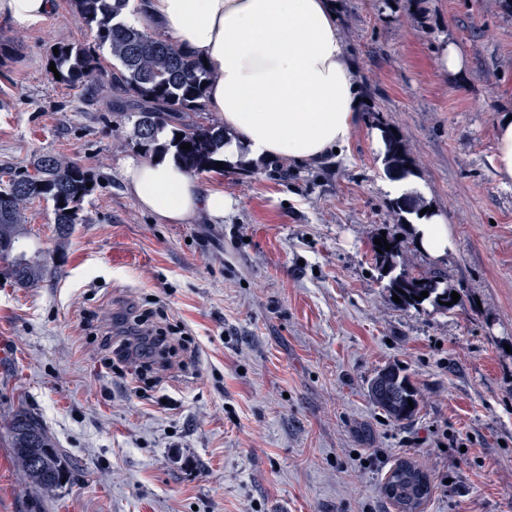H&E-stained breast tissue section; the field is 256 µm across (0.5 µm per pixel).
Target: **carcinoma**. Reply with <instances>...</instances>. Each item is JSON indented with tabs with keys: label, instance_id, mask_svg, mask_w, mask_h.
<instances>
[{
	"label": "carcinoma",
	"instance_id": "carcinoma-1",
	"mask_svg": "<svg viewBox=\"0 0 512 512\" xmlns=\"http://www.w3.org/2000/svg\"><path fill=\"white\" fill-rule=\"evenodd\" d=\"M85 23L95 28V44H62L52 56L60 81L77 83L91 79L99 70L97 50L107 48L119 68L112 70V89L137 95L151 103L138 112L134 126L135 145L146 157L167 153L192 173L216 168L224 147V128L214 123H184L187 112H202L211 73L199 59L187 55L175 43L139 29L124 19L130 0H71ZM182 134L176 139V134ZM387 143L386 165L402 174L410 172L411 160L405 144L390 130H384ZM191 144V150L181 149ZM39 176L20 172L0 190V276L21 288H33L51 275L54 256L46 250L28 254L24 241L28 232L24 210L35 198L53 204L54 224L59 241L66 240L81 223L80 206L91 193L86 184L91 173L76 162L54 155H42L33 162ZM390 250H385V245ZM371 251L387 290L398 295L402 304L419 307L452 301L451 289L444 286L446 275L439 270H410L404 262V244L388 237L382 245L371 244ZM428 297L421 301V292ZM372 401L398 422L410 420L417 411L418 393L400 369L390 367L373 379ZM413 404H408V401ZM5 430L14 462L29 486L51 493L70 479L71 465L43 424L30 411L19 408L8 416ZM381 492L396 512H422L432 494L429 475L413 460L401 458L389 469Z\"/></svg>",
	"mask_w": 512,
	"mask_h": 512
}]
</instances>
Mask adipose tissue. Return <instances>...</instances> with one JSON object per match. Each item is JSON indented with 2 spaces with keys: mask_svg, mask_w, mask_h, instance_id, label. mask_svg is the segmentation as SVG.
I'll return each instance as SVG.
<instances>
[{
  "mask_svg": "<svg viewBox=\"0 0 512 512\" xmlns=\"http://www.w3.org/2000/svg\"><path fill=\"white\" fill-rule=\"evenodd\" d=\"M56 3L0 0V18L31 28ZM130 8L132 23L206 60L207 109L231 133L225 163H318L358 126L363 97L335 0H130ZM123 176L136 205L168 224H215L233 205L222 186L202 183L169 157L125 159ZM411 230L432 257L454 247L440 215L419 217Z\"/></svg>",
  "mask_w": 512,
  "mask_h": 512,
  "instance_id": "ef3b65f1",
  "label": "adipose tissue"
}]
</instances>
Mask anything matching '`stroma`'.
<instances>
[{
	"label": "stroma",
	"instance_id": "obj_1",
	"mask_svg": "<svg viewBox=\"0 0 512 512\" xmlns=\"http://www.w3.org/2000/svg\"><path fill=\"white\" fill-rule=\"evenodd\" d=\"M336 2L360 124L315 165L200 173L235 201L220 224H163L134 203L121 165L138 108L113 91L111 55L75 87L50 69L55 45L95 41L70 0L32 28L0 18V188L42 154L94 179L65 242L51 202L26 205L54 273L0 281V419L25 407L74 465L37 493L0 433V512H396L381 485L401 458L431 478L423 512H512V186L492 163L494 121L512 113V0ZM449 41L462 73L439 67ZM380 121L413 161L409 194L451 230L445 257L417 247L384 189ZM381 233L402 236L409 268L444 271L459 303H394ZM146 309L188 333L195 361L150 380L104 368L101 334L122 342ZM389 365L419 393L404 423L368 396Z\"/></svg>",
	"mask_w": 512,
	"mask_h": 512
}]
</instances>
